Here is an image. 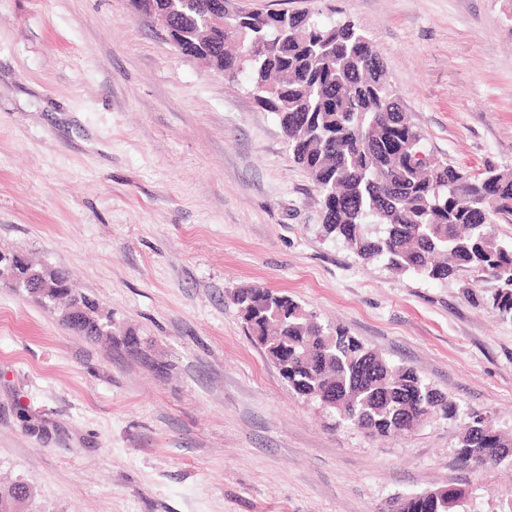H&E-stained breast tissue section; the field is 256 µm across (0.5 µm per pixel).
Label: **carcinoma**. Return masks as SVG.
<instances>
[{
    "label": "carcinoma",
    "mask_w": 512,
    "mask_h": 512,
    "mask_svg": "<svg viewBox=\"0 0 512 512\" xmlns=\"http://www.w3.org/2000/svg\"><path fill=\"white\" fill-rule=\"evenodd\" d=\"M214 0H149L189 44L210 39L205 64L228 81L248 71L255 101L276 115L293 161L320 193L323 237L363 262L432 280L462 272L464 284H491L482 304L512 318V243L491 229L512 224V168L488 164L475 175L446 161L429 162L422 134L402 112L377 52L349 19L319 13L229 10L202 25ZM15 282L45 305L66 300L65 324L89 338L103 335L98 303L68 288L62 270L30 263L18 252ZM48 280L45 290L35 282ZM246 329L299 395L317 400L340 420L371 435L411 432L429 414L459 416L458 406L413 368L394 365L349 335L325 327L293 298L260 288L235 296ZM487 415L464 414L458 460L485 474L505 462L512 437L487 425ZM30 495L15 484L0 492V512ZM460 489L435 488L402 498L400 512H457Z\"/></svg>",
    "instance_id": "obj_1"
}]
</instances>
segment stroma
<instances>
[{
	"mask_svg": "<svg viewBox=\"0 0 512 512\" xmlns=\"http://www.w3.org/2000/svg\"><path fill=\"white\" fill-rule=\"evenodd\" d=\"M354 21L425 154L512 165V0H232ZM247 74L180 54L124 0H0V251L69 273L112 315L89 341L0 277V488L16 512H398L512 470L457 457L461 419L383 438L289 391L232 295L292 296L512 434V319L461 279L364 264ZM139 353L121 344L126 332Z\"/></svg>",
	"mask_w": 512,
	"mask_h": 512,
	"instance_id": "stroma-1",
	"label": "stroma"
}]
</instances>
